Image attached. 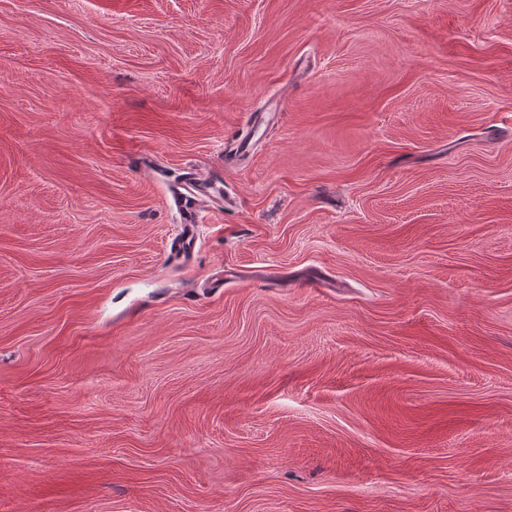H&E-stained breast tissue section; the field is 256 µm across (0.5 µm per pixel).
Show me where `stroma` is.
<instances>
[{
    "mask_svg": "<svg viewBox=\"0 0 512 512\" xmlns=\"http://www.w3.org/2000/svg\"><path fill=\"white\" fill-rule=\"evenodd\" d=\"M0 512H512V0H0ZM188 194L183 193L187 199L184 201L183 213V232H186L185 243L189 246L192 240V229L197 223V213L199 208L203 207L213 194V187L207 178L195 176L184 188Z\"/></svg>",
    "mask_w": 512,
    "mask_h": 512,
    "instance_id": "35a3bbf8",
    "label": "stroma"
}]
</instances>
